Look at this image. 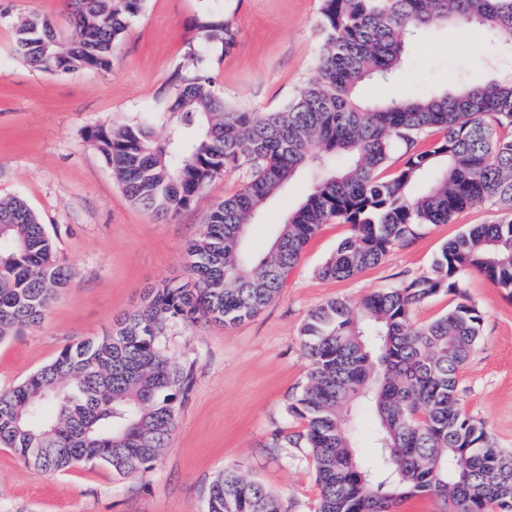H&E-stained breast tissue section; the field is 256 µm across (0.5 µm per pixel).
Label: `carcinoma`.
Segmentation results:
<instances>
[{"label":"carcinoma","mask_w":512,"mask_h":512,"mask_svg":"<svg viewBox=\"0 0 512 512\" xmlns=\"http://www.w3.org/2000/svg\"><path fill=\"white\" fill-rule=\"evenodd\" d=\"M145 0H70L75 33L63 42L44 16L14 33L17 56L33 68L72 74L108 70L129 20ZM471 23L512 50V0H323L319 78L279 112L226 105L216 78L189 45L173 79L168 111L180 115L163 140L150 120L100 125L86 138L137 206L166 217L187 206L224 169L247 163L252 175L216 203L188 246V276L148 291L107 335L67 346L23 383L0 389V447L35 466L64 472L102 462L119 475L149 467L175 427L180 376L162 336L171 321L235 324L256 315L281 290L306 243L324 224L353 233L319 269L349 279L378 264L415 230L446 224L458 211L492 203L512 211V73L431 97L386 106L355 99L367 78L397 73L407 45L432 23ZM204 40L229 49L232 24L202 22ZM442 139L418 147L432 130ZM404 162L381 172L392 150ZM349 159L336 169V156ZM314 183L286 215L270 251L254 259L244 224L299 171ZM432 182L420 185L423 172ZM476 271L512 296V218L476 224L451 239L432 274L375 292L360 305L337 298L312 310L301 329L307 381L289 405L316 468L319 512H393L416 497L449 500L455 512H512V453L466 413L458 373L480 336L481 314L465 302L421 325L414 307L441 291L458 293ZM70 272L22 198L0 200V339L44 318ZM373 408L374 455L355 452L351 404ZM208 512H282L260 483L233 469L208 488Z\"/></svg>","instance_id":"1"}]
</instances>
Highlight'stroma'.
Listing matches in <instances>:
<instances>
[{
    "instance_id": "35a3bbf8",
    "label": "stroma",
    "mask_w": 512,
    "mask_h": 512,
    "mask_svg": "<svg viewBox=\"0 0 512 512\" xmlns=\"http://www.w3.org/2000/svg\"><path fill=\"white\" fill-rule=\"evenodd\" d=\"M322 0H145L125 30L110 70L61 75L28 66L13 51L14 31L32 15L54 20L70 35L69 0H0V198L27 201L52 236L71 281L43 321L0 341V389L19 385L68 345L110 332L146 290L184 279L187 246L211 207L236 193L248 166L223 176L165 219L134 205L100 153L86 140L98 125L151 118L165 138L172 75L188 43L202 45L205 64L228 105L274 112L318 79ZM231 22L235 44L204 43L200 18ZM512 72V59L471 27L432 26L405 55L399 77L369 80L365 103L400 95H434L484 84ZM311 172L294 177L263 208L249 246L266 254L282 219L310 191ZM493 204L430 224L377 265L347 280L321 278L319 268L352 233L330 223L307 243L284 288L258 314L225 326L201 320L170 323L164 346L187 374L176 402L177 422L151 468L118 476L102 463L45 472L0 447V512H207V492L231 468L259 480L282 512H317L320 488L313 459L299 439L305 424L288 404L306 382L301 328L309 312L333 298L359 304L372 293L430 274L449 239L475 224L500 220ZM481 313L480 338L458 377L463 409L485 422L501 448L512 450V298L483 275L469 274L463 294L439 293L412 312L426 324L459 301Z\"/></svg>"
}]
</instances>
